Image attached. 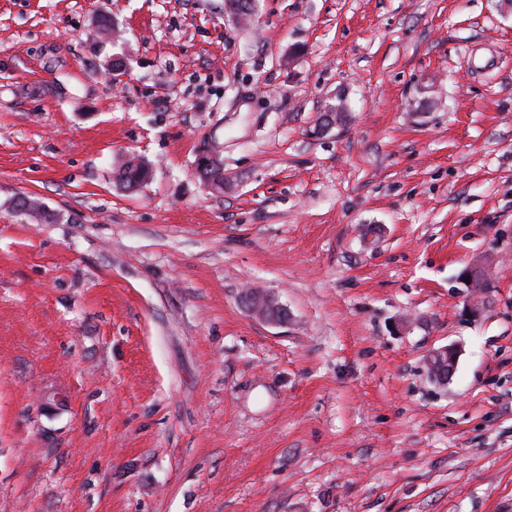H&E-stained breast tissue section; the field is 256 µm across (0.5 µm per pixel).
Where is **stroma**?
Here are the masks:
<instances>
[{
	"mask_svg": "<svg viewBox=\"0 0 512 512\" xmlns=\"http://www.w3.org/2000/svg\"><path fill=\"white\" fill-rule=\"evenodd\" d=\"M0 512H512V9L0 0ZM139 158V159H138ZM150 168L142 157L137 156L126 160L122 166L114 172V180L125 188L132 189L147 181L150 177ZM243 303L251 314L269 323L282 324L288 320L283 316L288 310L266 290L258 289L245 293ZM278 310H281L279 314ZM459 358V351L454 347H444L432 351L426 358V366L430 377L444 383L452 375Z\"/></svg>",
	"mask_w": 512,
	"mask_h": 512,
	"instance_id": "obj_1",
	"label": "stroma"
}]
</instances>
